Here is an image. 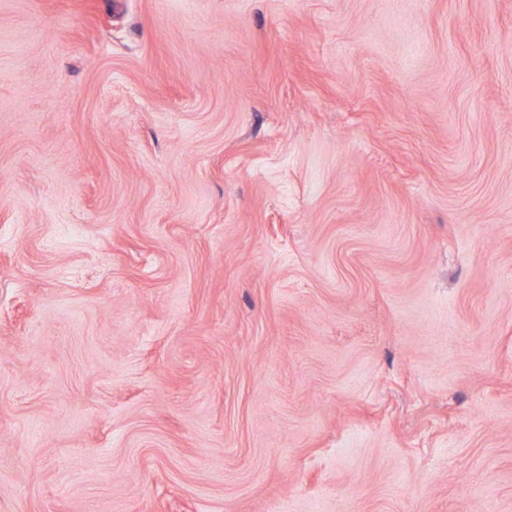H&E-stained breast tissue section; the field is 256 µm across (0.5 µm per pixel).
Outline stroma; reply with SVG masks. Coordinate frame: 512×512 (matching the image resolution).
Masks as SVG:
<instances>
[{
    "label": "stroma",
    "instance_id": "obj_1",
    "mask_svg": "<svg viewBox=\"0 0 512 512\" xmlns=\"http://www.w3.org/2000/svg\"><path fill=\"white\" fill-rule=\"evenodd\" d=\"M0 512H512V0H0Z\"/></svg>",
    "mask_w": 512,
    "mask_h": 512
}]
</instances>
